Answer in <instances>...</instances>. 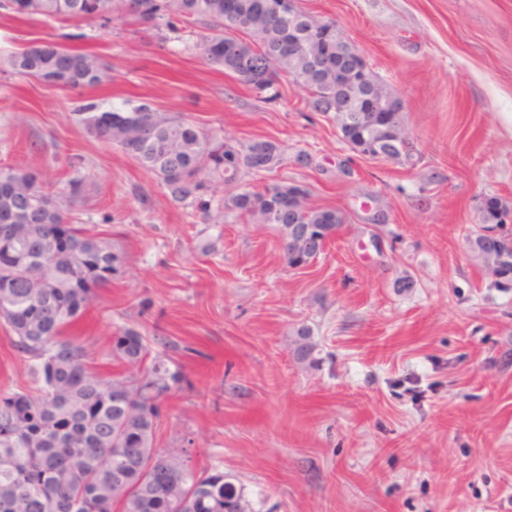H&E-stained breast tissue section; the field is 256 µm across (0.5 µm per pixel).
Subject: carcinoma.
<instances>
[{"label": "carcinoma", "mask_w": 512, "mask_h": 512, "mask_svg": "<svg viewBox=\"0 0 512 512\" xmlns=\"http://www.w3.org/2000/svg\"><path fill=\"white\" fill-rule=\"evenodd\" d=\"M0 9L54 19L129 16L140 25L177 34L179 25L201 22L223 44L212 57L207 36L186 49L233 76L263 102L281 97L282 78L308 94L315 112L332 116L349 149L361 155L377 146V159L414 167L395 139L405 129L399 101L379 76L372 110L347 95L357 57H336L347 47L332 19L289 11L288 0H0ZM12 72L61 89L101 87L111 66L90 52L41 42L10 56ZM91 137L106 140L153 175L169 200L210 216L274 224L287 264L321 255L345 219L334 209L299 196L286 179L260 190L240 186L254 174L249 151L258 150L270 171L284 161L271 140L211 136L193 121L158 112L141 100L100 111L94 103L75 112ZM221 196H216V193ZM83 181L52 191L43 173L0 166V317L16 349L31 361L37 393L0 392V512H252L245 488L215 468L196 470L186 448L155 446L162 408L184 377L164 351L149 358L146 338L133 327L112 336L105 373L67 331L85 314L95 290L112 281L120 256L104 240L75 224ZM503 209L488 203L478 230L466 240L491 274V285L512 268V235L500 233Z\"/></svg>", "instance_id": "cac0c4a2"}]
</instances>
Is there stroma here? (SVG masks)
<instances>
[{
	"label": "stroma",
	"instance_id": "stroma-1",
	"mask_svg": "<svg viewBox=\"0 0 512 512\" xmlns=\"http://www.w3.org/2000/svg\"><path fill=\"white\" fill-rule=\"evenodd\" d=\"M333 19L399 100L412 168L352 155L335 122L282 82L264 103L180 40L109 22L0 11V165L39 169L54 190L84 182L80 222L123 257L73 332L102 370L133 327L177 344L188 380L163 408L156 445L245 485L253 512H512V288L491 287L466 228L484 199L512 209V0H299ZM35 40L88 50L103 89L61 91L11 73ZM147 98L211 135L270 139L291 178L342 229L291 268L274 225L216 224L169 202L117 146L71 112ZM307 151L327 174L289 162ZM377 196L388 221L361 208ZM409 277L412 287H397ZM33 390L0 322V390Z\"/></svg>",
	"mask_w": 512,
	"mask_h": 512
}]
</instances>
